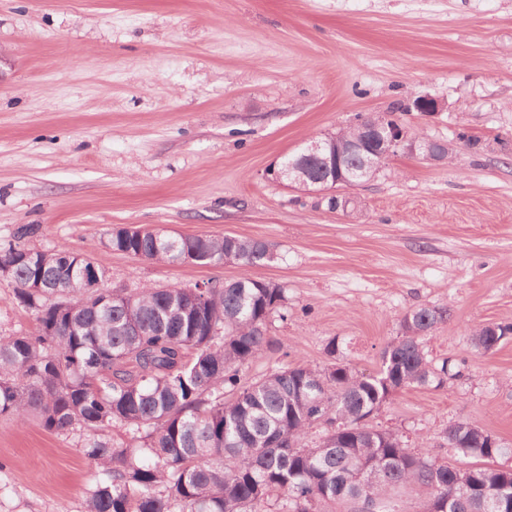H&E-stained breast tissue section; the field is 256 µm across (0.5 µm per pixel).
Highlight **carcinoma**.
<instances>
[{
  "instance_id": "1",
  "label": "carcinoma",
  "mask_w": 512,
  "mask_h": 512,
  "mask_svg": "<svg viewBox=\"0 0 512 512\" xmlns=\"http://www.w3.org/2000/svg\"><path fill=\"white\" fill-rule=\"evenodd\" d=\"M231 239L239 278L135 292L87 287L107 277L90 255L0 248V276L37 321L32 333L0 337V416L23 422L33 413L47 431L79 436L101 474L82 512H355L360 501L373 512H512V467L494 465L512 448L480 426L446 430L448 446L471 459L456 466L366 422L395 392L459 375L446 360L429 361L423 345L450 308L407 312L372 373L353 370L332 339L327 367L244 382L241 368L274 350L267 321L285 304L282 288L253 276L274 260L268 243L117 226L101 245L213 266ZM511 334V323L485 324L471 342L488 353ZM114 424L127 443L102 437ZM314 427L323 434L310 445Z\"/></svg>"
}]
</instances>
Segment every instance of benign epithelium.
<instances>
[{
	"mask_svg": "<svg viewBox=\"0 0 512 512\" xmlns=\"http://www.w3.org/2000/svg\"><path fill=\"white\" fill-rule=\"evenodd\" d=\"M443 105L431 97H418L406 110L409 112H438ZM366 140L370 141L372 149L365 150L359 139L348 140L342 131L327 135V139H311L307 142L306 157L323 161V174H316L308 165L290 167L285 175L288 186L308 192H325L335 196L339 189H351L365 180H370L383 169V162L397 155L406 153L419 156L428 161H448V144L428 138H419L409 134L406 127L398 122L387 124L378 122L367 129ZM343 143L344 151L364 154L357 173L347 176L336 175V156L330 153L336 143Z\"/></svg>",
	"mask_w": 512,
	"mask_h": 512,
	"instance_id": "1",
	"label": "benign epithelium"
}]
</instances>
